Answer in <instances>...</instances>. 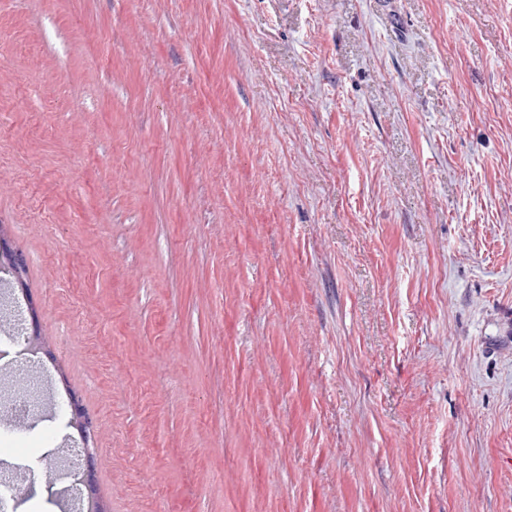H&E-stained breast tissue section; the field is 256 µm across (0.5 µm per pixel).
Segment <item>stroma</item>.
<instances>
[{"label":"stroma","instance_id":"35a3bbf8","mask_svg":"<svg viewBox=\"0 0 512 512\" xmlns=\"http://www.w3.org/2000/svg\"><path fill=\"white\" fill-rule=\"evenodd\" d=\"M0 242L107 512H512V0H0Z\"/></svg>","mask_w":512,"mask_h":512}]
</instances>
